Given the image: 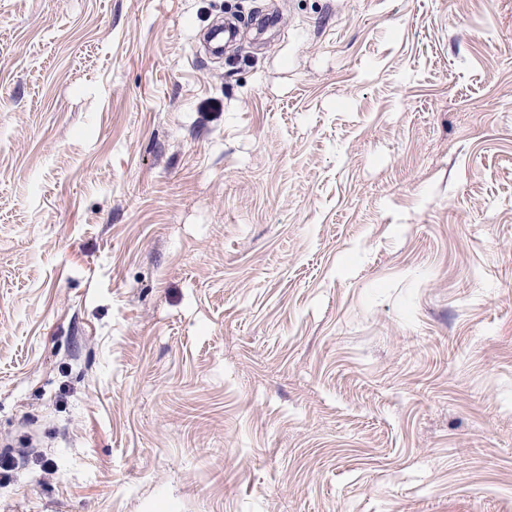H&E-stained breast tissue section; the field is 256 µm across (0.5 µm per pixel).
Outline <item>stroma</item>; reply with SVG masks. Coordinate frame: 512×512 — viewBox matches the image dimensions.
<instances>
[{
  "instance_id": "obj_1",
  "label": "stroma",
  "mask_w": 512,
  "mask_h": 512,
  "mask_svg": "<svg viewBox=\"0 0 512 512\" xmlns=\"http://www.w3.org/2000/svg\"><path fill=\"white\" fill-rule=\"evenodd\" d=\"M1 454L0 512H512V0H0Z\"/></svg>"
}]
</instances>
